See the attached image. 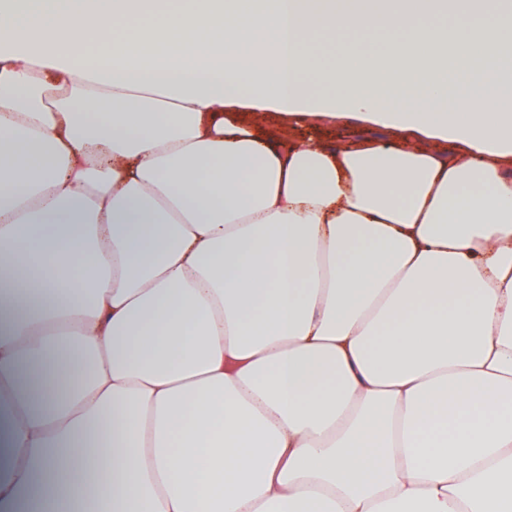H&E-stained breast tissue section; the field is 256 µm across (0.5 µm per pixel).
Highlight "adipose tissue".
I'll return each mask as SVG.
<instances>
[{"label":"adipose tissue","instance_id":"1","mask_svg":"<svg viewBox=\"0 0 512 512\" xmlns=\"http://www.w3.org/2000/svg\"><path fill=\"white\" fill-rule=\"evenodd\" d=\"M0 512H512V0H0ZM398 38L399 34L397 32L384 29H377L371 34L353 29L340 30L336 33L335 43H316L313 65L316 68L333 67L339 61L340 48L345 42L368 41L373 43L380 51L388 52ZM314 131L328 146L336 148L352 140L370 136H384L387 130L355 120H339L336 122H320Z\"/></svg>","mask_w":512,"mask_h":512}]
</instances>
